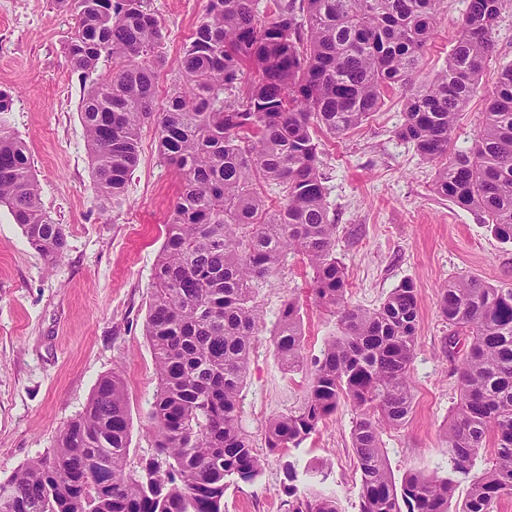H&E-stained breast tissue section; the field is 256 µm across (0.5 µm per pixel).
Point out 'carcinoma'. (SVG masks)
Instances as JSON below:
<instances>
[{
  "label": "carcinoma",
  "instance_id": "carcinoma-1",
  "mask_svg": "<svg viewBox=\"0 0 512 512\" xmlns=\"http://www.w3.org/2000/svg\"><path fill=\"white\" fill-rule=\"evenodd\" d=\"M56 2L75 19L66 53L84 82L80 117L97 195L124 196L148 122L180 177L144 322L158 377L149 411L155 454L127 470L126 387L120 374L105 375L53 453L0 485L11 494L8 512H224V492L262 471L240 425L239 399L264 323L255 284L290 253L310 269L315 301L336 315L340 334L310 368L303 407L268 421L265 446L300 448L348 400L358 411L351 438L359 512H491L512 495V288L473 276L441 286L448 347H464L459 398L443 432L448 475L408 473L396 483L381 431L404 425L413 409L418 291L405 279L375 309L349 302L315 141L318 130L347 135L389 89H402L404 121L395 134L436 166L432 191L512 243L511 65L498 74L472 147L449 153L507 0H469L447 65L427 85L416 84L415 73L443 0H275L265 16L256 0H208L162 107L164 31L151 0ZM103 59L112 60L104 76ZM10 110L0 92V207L53 264L67 235L41 207L27 147L4 118ZM264 185L278 189L276 201ZM273 346L285 368L304 366L293 299L281 308ZM490 435L494 450L478 470ZM301 474L319 471L283 463L288 512H339L335 500L300 488ZM463 481L467 497L453 509Z\"/></svg>",
  "mask_w": 512,
  "mask_h": 512
}]
</instances>
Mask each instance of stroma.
Listing matches in <instances>:
<instances>
[{
  "mask_svg": "<svg viewBox=\"0 0 512 512\" xmlns=\"http://www.w3.org/2000/svg\"><path fill=\"white\" fill-rule=\"evenodd\" d=\"M207 2L152 0L168 60L158 74V99H165L173 64L204 18ZM467 6L468 0H444L417 83L430 82L444 66ZM73 27V17L55 0H0V91L11 98L8 122L28 149L44 209L67 233L62 258L48 265L0 207V482L51 454L97 381L115 371L123 374L129 396V463L155 452L149 410L157 375L143 324L178 183L159 156L156 127L149 123L122 201L100 202L79 114L84 87L64 51ZM495 40L490 63L457 121L450 152L471 147L498 72L512 64V4L500 16ZM402 121L403 100L395 89L348 135H318L349 301L379 307L407 278L418 289L413 411L403 426L382 434L398 480L410 471L448 472L442 432L459 396V375L457 359L445 348L440 285L475 276L512 288V244L500 242L474 212L432 192L434 167L394 134ZM257 296L266 320L240 406L241 425L264 465L255 482L227 489L224 512H288L281 491L283 457L266 448L265 426L301 407L310 373L284 370L275 356L272 335L283 303L293 298L300 306L305 359L319 356L325 340L338 333L336 316L316 303L297 256L261 283ZM355 417L352 405L341 403L292 453L299 466L329 471L319 490L336 499L339 512H359L361 481L351 441Z\"/></svg>",
  "mask_w": 512,
  "mask_h": 512,
  "instance_id": "1",
  "label": "stroma"
}]
</instances>
